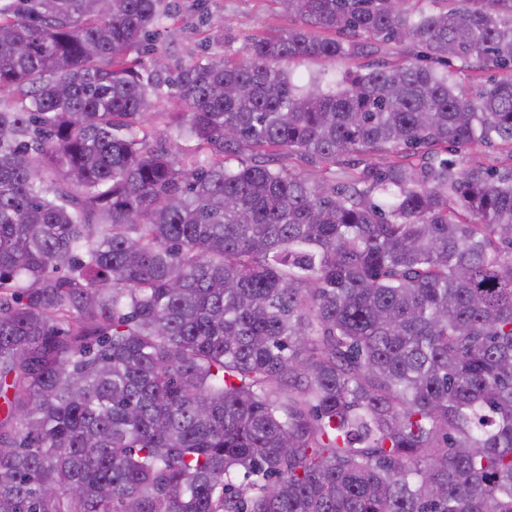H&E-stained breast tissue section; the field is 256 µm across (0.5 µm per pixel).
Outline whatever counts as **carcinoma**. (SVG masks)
<instances>
[{"label": "carcinoma", "instance_id": "1", "mask_svg": "<svg viewBox=\"0 0 512 512\" xmlns=\"http://www.w3.org/2000/svg\"><path fill=\"white\" fill-rule=\"evenodd\" d=\"M278 2L161 80L166 0H0V512H512V0ZM404 55L400 48L389 45L383 46L378 51H372L369 47L364 48L362 54L355 60L340 62L321 59H304L289 64L290 70L299 79L306 81L312 74L319 71L338 72L347 64H373L387 65L396 63L403 59ZM173 99V91H168L167 86H163L162 93L155 102L154 108L142 117L144 124L153 128H164L165 125L172 127L170 103ZM505 154L501 146H474L463 149L460 157L469 163H480L484 166L497 165L500 158Z\"/></svg>", "mask_w": 512, "mask_h": 512}]
</instances>
